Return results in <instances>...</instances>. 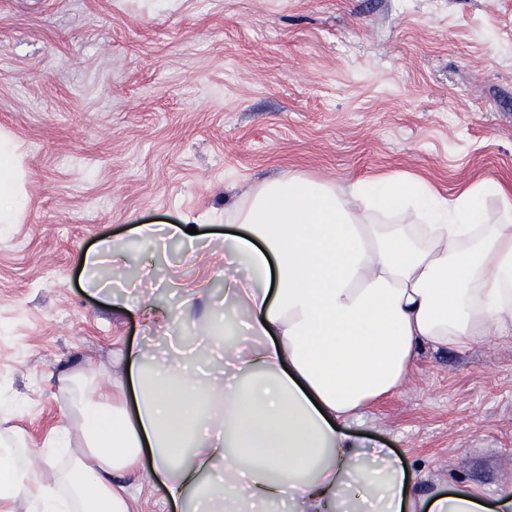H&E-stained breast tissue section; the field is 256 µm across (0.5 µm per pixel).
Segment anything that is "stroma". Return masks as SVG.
Segmentation results:
<instances>
[{
	"mask_svg": "<svg viewBox=\"0 0 512 512\" xmlns=\"http://www.w3.org/2000/svg\"><path fill=\"white\" fill-rule=\"evenodd\" d=\"M0 133L26 205L0 231V395L28 447L66 421L57 372L112 358L212 369L202 292L224 310V249L139 240V224L224 210L287 172L340 185L408 172L448 191L512 183V0H0ZM122 242L130 262L82 256ZM352 432L395 451L414 493H512V340L422 349ZM150 459L134 512H177Z\"/></svg>",
	"mask_w": 512,
	"mask_h": 512,
	"instance_id": "stroma-1",
	"label": "stroma"
}]
</instances>
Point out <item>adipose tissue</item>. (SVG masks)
I'll use <instances>...</instances> for the list:
<instances>
[{
	"mask_svg": "<svg viewBox=\"0 0 512 512\" xmlns=\"http://www.w3.org/2000/svg\"><path fill=\"white\" fill-rule=\"evenodd\" d=\"M13 144L0 141V223L23 206ZM224 221L225 381L147 367L128 348L116 386L133 412L95 396L92 377L59 375L77 430L40 455L0 402V499L27 512H130L116 478L142 455L191 512H512L475 487L432 497L390 449L366 453L350 424L397 390L422 348L512 339V186L494 178L443 192L386 172L347 186L288 173L261 182ZM254 341L243 348L237 337ZM80 452L70 449L73 437Z\"/></svg>",
	"mask_w": 512,
	"mask_h": 512,
	"instance_id": "1",
	"label": "adipose tissue"
}]
</instances>
